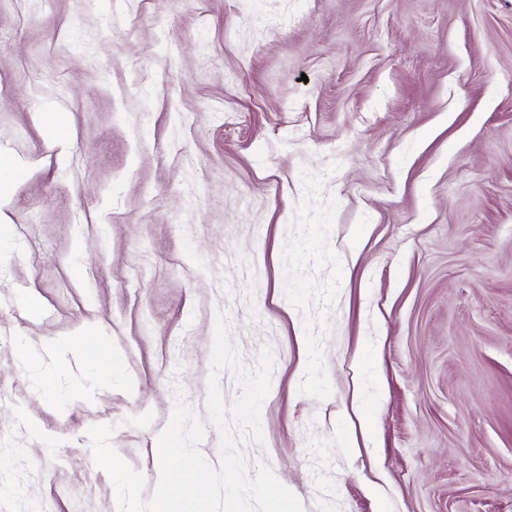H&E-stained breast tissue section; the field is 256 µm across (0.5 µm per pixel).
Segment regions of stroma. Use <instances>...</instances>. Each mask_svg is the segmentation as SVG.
Segmentation results:
<instances>
[{"mask_svg":"<svg viewBox=\"0 0 512 512\" xmlns=\"http://www.w3.org/2000/svg\"><path fill=\"white\" fill-rule=\"evenodd\" d=\"M1 151L0 512L154 487L220 312L305 512H512V0H0Z\"/></svg>","mask_w":512,"mask_h":512,"instance_id":"obj_1","label":"stroma"}]
</instances>
